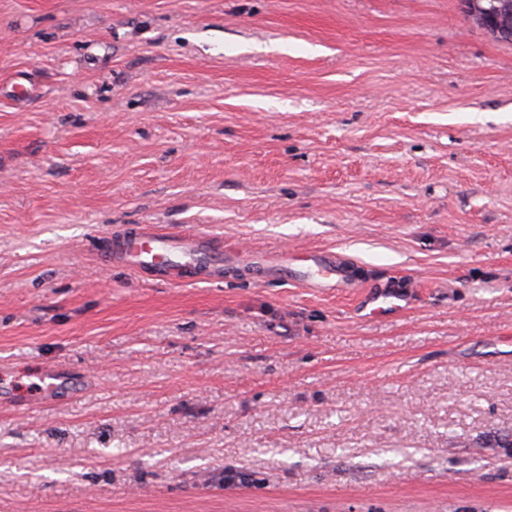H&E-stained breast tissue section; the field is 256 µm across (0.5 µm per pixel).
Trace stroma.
Instances as JSON below:
<instances>
[{
	"instance_id": "obj_1",
	"label": "stroma",
	"mask_w": 512,
	"mask_h": 512,
	"mask_svg": "<svg viewBox=\"0 0 512 512\" xmlns=\"http://www.w3.org/2000/svg\"><path fill=\"white\" fill-rule=\"evenodd\" d=\"M140 224L354 285L104 267ZM0 374V512H512V44L459 0H0ZM311 261L307 266H296L294 262ZM247 263L255 271L256 277L274 279L283 276L295 278L307 286L314 288H343L354 285L348 279L342 263L334 252H319L312 258L303 259L288 250H280L269 258L257 257L252 254Z\"/></svg>"
}]
</instances>
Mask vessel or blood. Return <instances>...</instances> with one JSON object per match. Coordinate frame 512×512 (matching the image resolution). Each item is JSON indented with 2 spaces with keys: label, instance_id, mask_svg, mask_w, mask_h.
<instances>
[{
  "label": "vessel or blood",
  "instance_id": "1",
  "mask_svg": "<svg viewBox=\"0 0 512 512\" xmlns=\"http://www.w3.org/2000/svg\"><path fill=\"white\" fill-rule=\"evenodd\" d=\"M102 265L117 264L135 272L153 270L175 283L211 280L225 254L218 244L190 231H118L99 245ZM297 255L285 250L269 258L249 256L248 263L259 278L295 276L314 288H343L350 281L336 253L313 255L310 265L297 263Z\"/></svg>",
  "mask_w": 512,
  "mask_h": 512
}]
</instances>
